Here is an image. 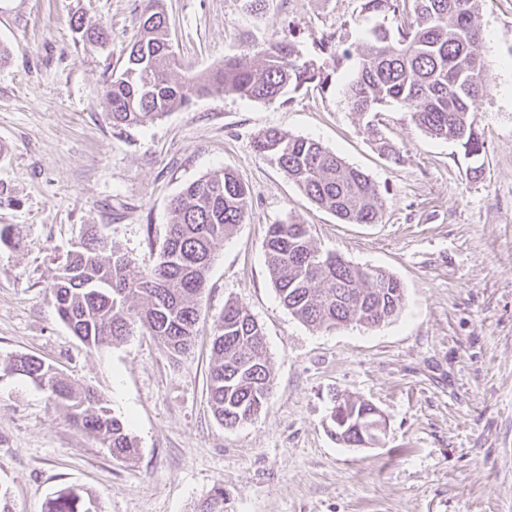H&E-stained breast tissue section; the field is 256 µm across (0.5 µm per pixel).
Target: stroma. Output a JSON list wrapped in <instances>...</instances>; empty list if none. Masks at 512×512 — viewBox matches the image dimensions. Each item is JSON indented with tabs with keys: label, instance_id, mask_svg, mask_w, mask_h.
Returning a JSON list of instances; mask_svg holds the SVG:
<instances>
[{
	"label": "stroma",
	"instance_id": "stroma-1",
	"mask_svg": "<svg viewBox=\"0 0 512 512\" xmlns=\"http://www.w3.org/2000/svg\"><path fill=\"white\" fill-rule=\"evenodd\" d=\"M148 0H0V362L26 354L106 398L140 448L112 457L22 376L0 370V489L10 512H43L81 487L101 512H190L216 484L224 512H512V0H484L481 54L494 65L475 114L481 172L452 141L425 134L392 103L375 123L400 148L384 159L341 92L290 101L194 98L142 126L113 127L104 93L138 37ZM184 76L294 33L312 52L331 36L368 39L361 0H162ZM103 26L87 48L73 22ZM269 128L320 142L369 175L385 200L374 224L319 208L253 149ZM233 170L249 190L243 224L216 252L192 352L171 358L142 329L111 348L85 345L48 302L86 225L154 264L169 204L189 183ZM306 224L321 252L378 267L404 287L378 326L315 328L281 303L265 252L269 225ZM262 326L272 387L234 428L208 404L215 324L225 301ZM386 418L379 443L330 435L336 395Z\"/></svg>",
	"mask_w": 512,
	"mask_h": 512
}]
</instances>
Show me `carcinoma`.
I'll return each instance as SVG.
<instances>
[{"mask_svg": "<svg viewBox=\"0 0 512 512\" xmlns=\"http://www.w3.org/2000/svg\"><path fill=\"white\" fill-rule=\"evenodd\" d=\"M160 0H150L139 20L140 36L131 46L123 70L112 76L105 103L112 125H143L187 106L204 95L235 94L272 101L315 86L336 85V71L351 52L329 39L304 56L284 39L268 42L256 53L224 60L219 68L188 80L174 78L180 67L168 38ZM483 0H362L361 17L375 18L370 48L359 58L344 84L351 111L368 118L380 154L399 157L400 148L375 128L379 107L397 103L432 137L451 140L473 162L485 153L475 125L493 81V65L479 52ZM401 19L391 26L388 18ZM254 150L277 165L318 207L349 224H375L384 199L369 176L335 152L303 137L267 129L253 141ZM245 184L229 169L189 183L170 203V221L156 262L134 273L119 246L89 224L67 255L50 291L59 319L82 342L102 349L125 339L134 329L154 336L169 355L189 353L197 336L198 298L224 238L245 220ZM268 267L283 305L313 327L349 323L373 326L394 318L404 288L389 272L351 264L318 252L307 226L282 221L268 226ZM208 402L214 417L227 427L254 419L271 386V371L262 327L233 301L224 303L212 339ZM5 370L28 378L81 431L93 435L117 459L138 454V444L108 401L75 386L54 365L26 355L9 359ZM338 442L348 446L366 436L375 417L363 400L343 398ZM44 512H98L97 499L65 488L45 503ZM191 512H224V486L195 503Z\"/></svg>", "mask_w": 512, "mask_h": 512, "instance_id": "obj_1", "label": "carcinoma"}]
</instances>
